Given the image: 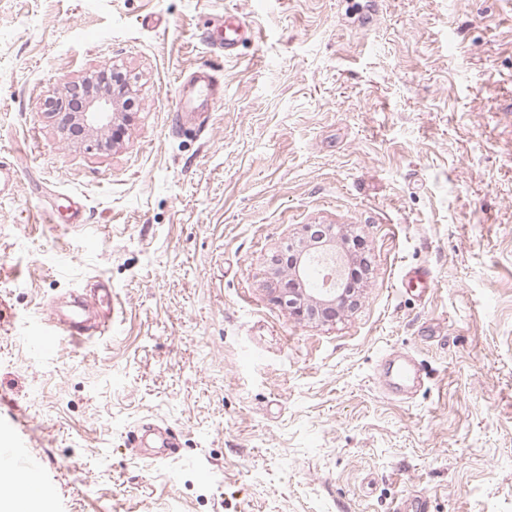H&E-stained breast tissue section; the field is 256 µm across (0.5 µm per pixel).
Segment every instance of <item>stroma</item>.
I'll return each instance as SVG.
<instances>
[{"label":"stroma","mask_w":512,"mask_h":512,"mask_svg":"<svg viewBox=\"0 0 512 512\" xmlns=\"http://www.w3.org/2000/svg\"><path fill=\"white\" fill-rule=\"evenodd\" d=\"M202 65L222 87L192 131ZM109 67L120 137L67 136L65 83ZM0 164V442L38 512H512V0H0ZM311 224L369 264L332 321L276 300ZM100 281L109 324L28 343ZM401 352L427 370L408 399L379 381ZM146 424L177 453L146 465ZM0 469L1 470H21L27 479V492L36 494L39 492L41 484L38 481V468L29 461V455L25 448H18L4 444L0 446ZM3 480L7 484H16L21 488V495L18 499H2L0 510L2 512L20 511L23 503H35L26 492V481L12 474L1 472V485Z\"/></svg>","instance_id":"35a3bbf8"}]
</instances>
